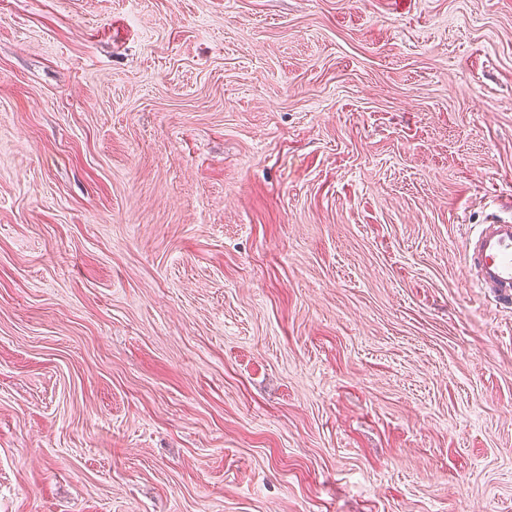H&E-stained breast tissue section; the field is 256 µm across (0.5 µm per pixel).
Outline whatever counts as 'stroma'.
I'll list each match as a JSON object with an SVG mask.
<instances>
[{
  "instance_id": "stroma-1",
  "label": "stroma",
  "mask_w": 512,
  "mask_h": 512,
  "mask_svg": "<svg viewBox=\"0 0 512 512\" xmlns=\"http://www.w3.org/2000/svg\"><path fill=\"white\" fill-rule=\"evenodd\" d=\"M512 0H0V512H512ZM467 238L465 257L477 275V288L512 304V219L477 224Z\"/></svg>"
}]
</instances>
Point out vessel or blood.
<instances>
[{
  "label": "vessel or blood",
  "instance_id": "1",
  "mask_svg": "<svg viewBox=\"0 0 512 512\" xmlns=\"http://www.w3.org/2000/svg\"><path fill=\"white\" fill-rule=\"evenodd\" d=\"M465 257L478 288L512 304V219L478 225L466 240Z\"/></svg>",
  "mask_w": 512,
  "mask_h": 512
}]
</instances>
